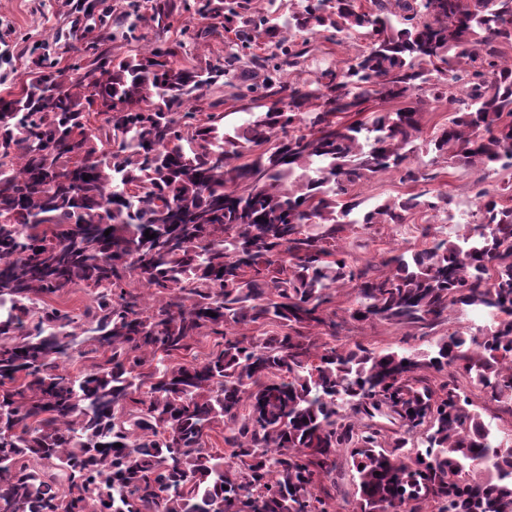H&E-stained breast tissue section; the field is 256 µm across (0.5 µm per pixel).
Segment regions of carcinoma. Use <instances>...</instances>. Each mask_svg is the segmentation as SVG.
Segmentation results:
<instances>
[{"label": "carcinoma", "instance_id": "cac0c4a2", "mask_svg": "<svg viewBox=\"0 0 512 512\" xmlns=\"http://www.w3.org/2000/svg\"><path fill=\"white\" fill-rule=\"evenodd\" d=\"M147 2L97 17L79 76L0 91V512H335L340 456L355 512H512V435L468 395L512 403V0ZM446 167L502 175L474 226L349 256L456 200L364 185ZM466 312L490 327L427 351L339 339ZM366 41L363 37L356 39H348L346 43L342 45H330L325 44L321 47V51L316 54V62H313L311 69H315L317 66L325 67L329 64H334L343 58H346L348 54H353L357 48L356 45L364 46ZM361 191V198L365 200L364 205L369 206L376 201L377 197L399 196L406 193L408 188L402 185L395 175H388L369 186H365ZM415 234L411 233L410 230L406 227L402 228H389L386 227L381 229V233H373L369 231H363L360 234L358 243L367 244L364 248L355 247L356 239H349L347 242L354 241V245L352 244L348 246V250L352 253V257H357L361 260H377L379 258V254L382 251H385L389 247H410L413 244H417L418 240L413 236Z\"/></svg>", "mask_w": 512, "mask_h": 512}]
</instances>
